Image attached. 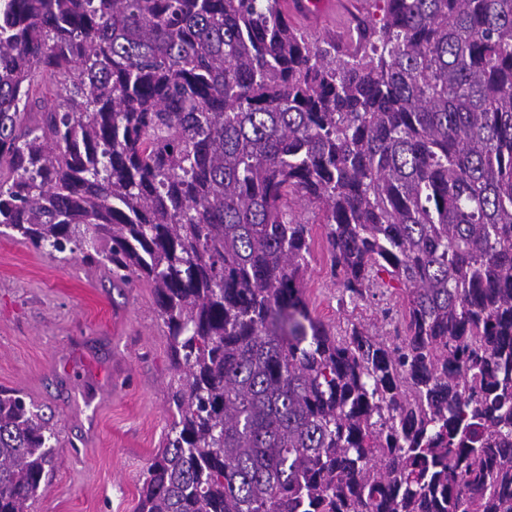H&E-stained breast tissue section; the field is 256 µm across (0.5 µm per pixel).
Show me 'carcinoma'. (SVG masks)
Returning a JSON list of instances; mask_svg holds the SVG:
<instances>
[{"instance_id": "carcinoma-1", "label": "carcinoma", "mask_w": 512, "mask_h": 512, "mask_svg": "<svg viewBox=\"0 0 512 512\" xmlns=\"http://www.w3.org/2000/svg\"><path fill=\"white\" fill-rule=\"evenodd\" d=\"M283 2L0 0V226L155 288L137 512H512V0H368L353 50ZM292 196L403 334L311 317ZM53 438L0 390V512Z\"/></svg>"}]
</instances>
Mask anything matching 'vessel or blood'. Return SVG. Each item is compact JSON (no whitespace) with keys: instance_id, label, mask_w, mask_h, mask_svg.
Listing matches in <instances>:
<instances>
[{"instance_id":"1","label":"vessel or blood","mask_w":512,"mask_h":512,"mask_svg":"<svg viewBox=\"0 0 512 512\" xmlns=\"http://www.w3.org/2000/svg\"><path fill=\"white\" fill-rule=\"evenodd\" d=\"M365 0H285L289 18L297 25L330 28L345 37L348 28L363 11Z\"/></svg>"}]
</instances>
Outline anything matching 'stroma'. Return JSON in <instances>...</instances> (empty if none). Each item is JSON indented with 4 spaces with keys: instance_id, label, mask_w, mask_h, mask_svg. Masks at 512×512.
<instances>
[{
    "instance_id": "stroma-1",
    "label": "stroma",
    "mask_w": 512,
    "mask_h": 512,
    "mask_svg": "<svg viewBox=\"0 0 512 512\" xmlns=\"http://www.w3.org/2000/svg\"><path fill=\"white\" fill-rule=\"evenodd\" d=\"M292 210L311 228L303 288L312 317L338 333L355 324L392 335L399 290L374 285L363 300L341 303L326 226L304 203ZM173 378L168 329L147 281L114 286L106 266L0 231V389L30 397L57 438L54 470L31 512H136L171 421Z\"/></svg>"
}]
</instances>
